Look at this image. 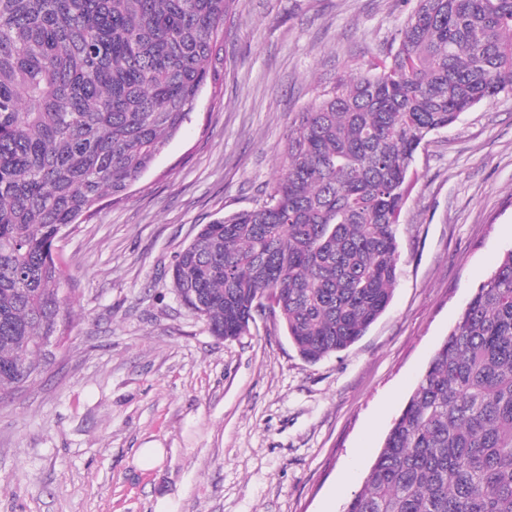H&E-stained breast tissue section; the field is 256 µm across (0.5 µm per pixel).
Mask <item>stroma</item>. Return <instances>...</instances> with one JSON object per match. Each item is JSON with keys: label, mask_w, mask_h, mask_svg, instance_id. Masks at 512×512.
Returning a JSON list of instances; mask_svg holds the SVG:
<instances>
[{"label": "stroma", "mask_w": 512, "mask_h": 512, "mask_svg": "<svg viewBox=\"0 0 512 512\" xmlns=\"http://www.w3.org/2000/svg\"><path fill=\"white\" fill-rule=\"evenodd\" d=\"M414 0H236L223 103L57 240L54 359L0 397V512H343L474 288L512 249V93L431 134L392 300L305 361L269 316L211 335L171 284L201 225L263 203L298 112L398 46ZM156 449L150 460L140 451Z\"/></svg>", "instance_id": "1"}]
</instances>
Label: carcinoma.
<instances>
[{
  "instance_id": "cac0c4a2",
  "label": "carcinoma",
  "mask_w": 512,
  "mask_h": 512,
  "mask_svg": "<svg viewBox=\"0 0 512 512\" xmlns=\"http://www.w3.org/2000/svg\"><path fill=\"white\" fill-rule=\"evenodd\" d=\"M235 0H0V392L57 336L59 233L121 199L212 86ZM512 91V0H415L389 61L299 113L262 204L202 226L173 287L211 335L268 310L302 358L360 340L397 281L427 137ZM344 512H512V250L475 289Z\"/></svg>"
}]
</instances>
